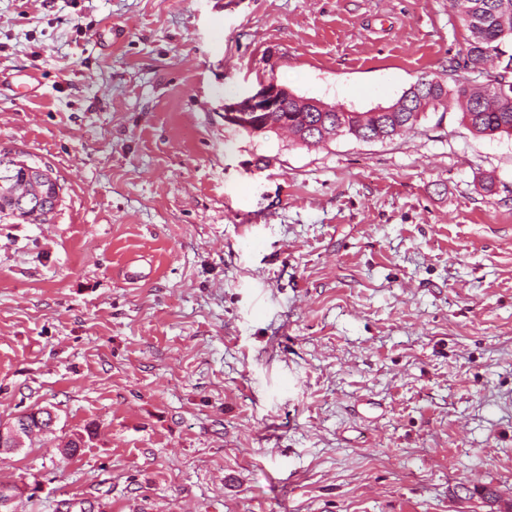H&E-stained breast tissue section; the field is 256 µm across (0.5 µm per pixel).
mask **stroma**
<instances>
[{"label":"stroma","instance_id":"obj_1","mask_svg":"<svg viewBox=\"0 0 512 512\" xmlns=\"http://www.w3.org/2000/svg\"><path fill=\"white\" fill-rule=\"evenodd\" d=\"M467 38L452 0H0V151L62 187L0 224V420L58 417L0 453L18 512L512 506V136L224 119L272 78L387 106ZM41 204L36 213L21 210L13 206L7 198L0 202L1 224H47L55 213L60 202V195L56 190V184L47 183L39 186Z\"/></svg>","mask_w":512,"mask_h":512}]
</instances>
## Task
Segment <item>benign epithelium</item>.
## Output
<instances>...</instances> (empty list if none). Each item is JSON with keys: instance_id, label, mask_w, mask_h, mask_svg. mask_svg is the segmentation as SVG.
I'll list each match as a JSON object with an SVG mask.
<instances>
[{"instance_id": "benign-epithelium-1", "label": "benign epithelium", "mask_w": 512, "mask_h": 512, "mask_svg": "<svg viewBox=\"0 0 512 512\" xmlns=\"http://www.w3.org/2000/svg\"><path fill=\"white\" fill-rule=\"evenodd\" d=\"M297 104L298 112H334L336 107L320 100L300 98L288 88L270 80L263 84L253 95L241 102L224 104V119L240 128L259 132L288 131V103ZM13 168L19 178L5 185V195L12 198L20 207L33 206L30 195L25 189L23 176L28 174L29 166L14 161ZM56 417L49 409L35 414L31 421L23 416H15L0 422V450H16L25 444L27 438L36 434H45L53 430Z\"/></svg>"}]
</instances>
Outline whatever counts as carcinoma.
I'll return each instance as SVG.
<instances>
[{"instance_id":"carcinoma-1","label":"carcinoma","mask_w":512,"mask_h":512,"mask_svg":"<svg viewBox=\"0 0 512 512\" xmlns=\"http://www.w3.org/2000/svg\"><path fill=\"white\" fill-rule=\"evenodd\" d=\"M458 11L469 31L465 51L454 58L452 71L468 72L486 60H493L490 74L505 81L506 95L491 93L485 87H473L466 81H454L453 87L438 83L425 90H406L384 112H295L292 133L303 140L319 143L321 130L315 127L334 128L342 120L361 134L363 140L385 139L413 128L419 114L431 102L443 106L453 99L462 113V120L479 135H512V53L504 49L505 41L512 38V0H456ZM41 204L37 212L13 206L8 199L0 201L1 224H47L60 202L56 185L39 186Z\"/></svg>"}]
</instances>
